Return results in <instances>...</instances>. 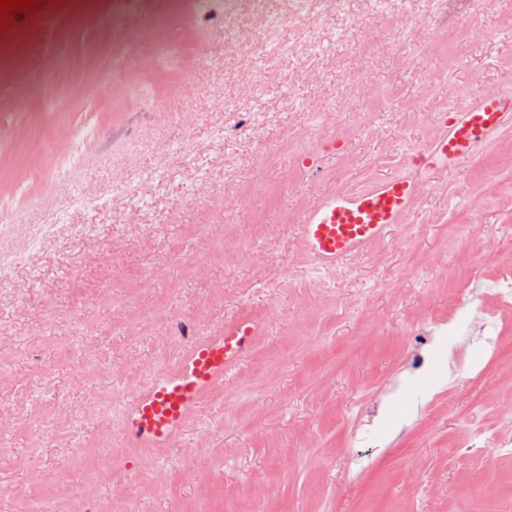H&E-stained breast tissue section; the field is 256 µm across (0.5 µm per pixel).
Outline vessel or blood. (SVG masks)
I'll return each mask as SVG.
<instances>
[{"label": "vessel or blood", "mask_w": 512, "mask_h": 512, "mask_svg": "<svg viewBox=\"0 0 512 512\" xmlns=\"http://www.w3.org/2000/svg\"><path fill=\"white\" fill-rule=\"evenodd\" d=\"M437 135L411 153L408 169L353 190H331L308 201L301 213V240L314 263L335 267L363 253L395 224L405 223L427 188L433 172L456 170L500 130L512 127V91L474 89L462 106L436 113ZM349 148L345 137L322 139L317 154L304 156L303 168L314 170ZM262 325L250 317L225 322L216 333L193 338L170 369L153 374L134 396L124 424L128 443L165 448L180 440L189 418L224 378L253 349Z\"/></svg>", "instance_id": "obj_1"}]
</instances>
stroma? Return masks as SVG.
Returning <instances> with one entry per match:
<instances>
[{"mask_svg":"<svg viewBox=\"0 0 512 512\" xmlns=\"http://www.w3.org/2000/svg\"><path fill=\"white\" fill-rule=\"evenodd\" d=\"M57 2L13 18L12 31L38 35L28 66L0 83V225L73 226L0 279L11 369L0 415L13 422L0 434V512H17L19 491L36 512L61 500L71 512H512V308L499 300L512 279L479 265L487 247L512 261V131L434 178L407 222L362 254L319 270L300 242L304 199L403 172L433 139L432 114L480 84L512 89V0L488 13L482 0H392V15L430 17L432 29L398 40L356 12L321 28L316 59L284 32L292 48L247 125L224 112L247 90L221 17L170 13L149 76L115 37L112 0L81 26ZM162 77L209 92L175 99ZM350 112L362 124L342 159L299 169L297 153L314 147L306 132L336 135ZM189 115L195 150L151 169ZM286 134L291 150L263 163ZM133 172L141 188L112 199ZM230 178L256 182L249 207L218 203ZM78 193L88 202L77 210ZM473 221L487 226L478 243ZM271 250L279 269L263 265ZM190 253L208 259L194 279ZM162 256L165 276L141 290ZM162 306L171 323L154 320ZM244 315L266 326L181 442L127 446L125 411L151 374L189 336ZM132 318L149 334L123 335ZM346 351L354 362L333 370ZM104 360L111 372L72 385L74 370ZM115 467L133 472L126 489L110 482Z\"/></svg>","mask_w":512,"mask_h":512,"instance_id":"stroma-1","label":"stroma"}]
</instances>
